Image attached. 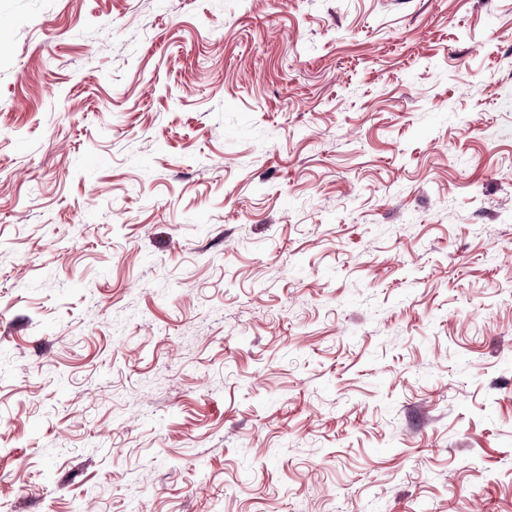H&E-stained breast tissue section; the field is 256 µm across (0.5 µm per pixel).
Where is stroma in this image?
<instances>
[{
    "mask_svg": "<svg viewBox=\"0 0 512 512\" xmlns=\"http://www.w3.org/2000/svg\"><path fill=\"white\" fill-rule=\"evenodd\" d=\"M0 512H512V0H0Z\"/></svg>",
    "mask_w": 512,
    "mask_h": 512,
    "instance_id": "obj_1",
    "label": "stroma"
}]
</instances>
